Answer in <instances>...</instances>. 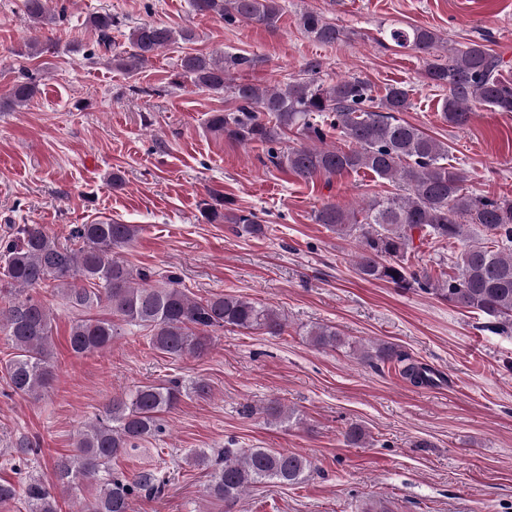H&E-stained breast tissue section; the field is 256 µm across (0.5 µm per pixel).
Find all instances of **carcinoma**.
Here are the masks:
<instances>
[{"mask_svg": "<svg viewBox=\"0 0 512 512\" xmlns=\"http://www.w3.org/2000/svg\"><path fill=\"white\" fill-rule=\"evenodd\" d=\"M32 36L21 56L55 53V43L43 32L50 20L49 0H22ZM193 10L214 16L231 26L239 20L276 26L280 0H191ZM96 34L95 50L111 56L116 67L134 73L149 64L162 49L192 43L189 28L175 30L144 22L129 30V49L119 50L112 31L122 21L110 12L88 17ZM302 29L313 40L334 44L345 31L309 10L299 17ZM399 48L414 51L422 59V78L445 91L441 112L445 121L466 126L473 108L512 112V79L502 75V60L480 41L449 48L436 31L416 25L391 26L380 31ZM244 55L188 52L180 58L178 76L211 91L231 93L233 107L209 113L207 127L241 144L267 147V159L302 179L341 176L361 169L398 184L399 191L373 198L362 216L335 202L322 204L314 220L340 239L358 243L354 268L363 280H379L404 290L419 289L448 303L477 310L496 320L502 332L512 331V199L468 191L464 170L448 166V145L427 135L418 126L395 116L411 107L407 86L396 83L382 97L358 78L325 85L290 81L283 88L236 82L231 72L250 66ZM39 79L25 72L12 86L9 108L24 105L38 92ZM318 142L314 147L281 148L287 132ZM348 143L328 146L330 133ZM201 212L210 224H231L238 235H263L267 225L251 211L224 208V195L210 191ZM477 224L486 237L466 243L459 256L448 259L452 274L433 279L424 268L409 264L414 239L428 238L453 243L467 238L466 227ZM141 231L136 224L97 221L76 224L62 243L40 224H23L0 251V281L17 293L0 308V335L7 338L15 355L7 365L8 384L20 396H39L53 380L50 308L31 291L49 288L77 316L69 345L76 354L105 349L127 328L148 332L152 347L171 359L199 357L210 348V333L218 328L263 331L279 335L285 322L279 312L256 300L230 294L196 298L168 275L159 285L152 275L135 271L118 256ZM105 308L109 316L93 311ZM319 348L343 344L334 326L322 325L307 333ZM370 362L404 364L402 375L415 386L435 384L434 372L408 361V355L388 345L365 351ZM188 391L204 398L210 388L197 379L185 385L179 379L167 384L142 385L115 396L104 414L87 425L71 454L54 462L56 480L73 483L105 474L99 493L76 512H132L134 501L160 492L156 471L144 469L132 477L112 470V460L147 438L162 433L160 415L178 404ZM189 463L210 470L209 494L232 505L250 488L265 481L282 486L302 483L311 468L304 456L270 448H226L211 460L204 451L190 454ZM17 497L15 485L0 481V509L8 512ZM28 512H58L50 486L31 478L26 483Z\"/></svg>", "mask_w": 512, "mask_h": 512, "instance_id": "cac0c4a2", "label": "carcinoma"}]
</instances>
